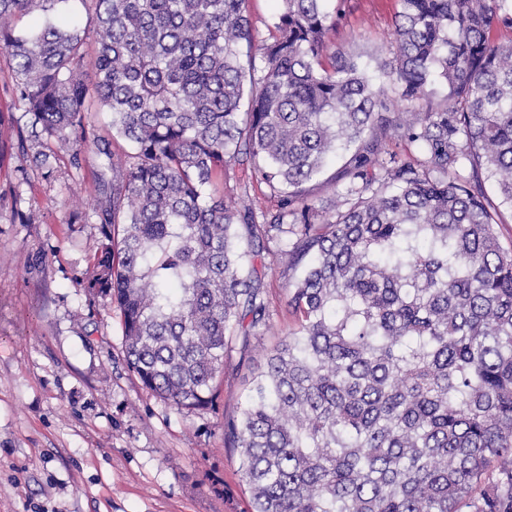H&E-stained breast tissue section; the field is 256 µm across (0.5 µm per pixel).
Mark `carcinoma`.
<instances>
[{
    "label": "carcinoma",
    "mask_w": 512,
    "mask_h": 512,
    "mask_svg": "<svg viewBox=\"0 0 512 512\" xmlns=\"http://www.w3.org/2000/svg\"><path fill=\"white\" fill-rule=\"evenodd\" d=\"M58 2L0 0L18 148L48 174L46 140L77 158L94 100L132 145L105 153L112 203L85 288L119 308L142 383L178 410L213 405L235 332L265 317L254 242L303 268L297 326L224 422L252 512H512V251L482 182L512 207V41L490 38L512 28V0H400L388 102L328 47L326 0H276L262 40L248 0H82L88 79L85 31L54 18ZM34 12L37 30L7 24ZM393 135L425 159L385 153ZM345 152V193L308 201L304 185ZM232 161L280 197L276 212L206 195Z\"/></svg>",
    "instance_id": "carcinoma-1"
}]
</instances>
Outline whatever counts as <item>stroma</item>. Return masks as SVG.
I'll use <instances>...</instances> for the list:
<instances>
[{"label": "stroma", "instance_id": "obj_1", "mask_svg": "<svg viewBox=\"0 0 512 512\" xmlns=\"http://www.w3.org/2000/svg\"><path fill=\"white\" fill-rule=\"evenodd\" d=\"M326 41L361 57L371 76L392 59L399 0H330ZM111 115L85 116L81 161L62 154L50 176L17 148L16 125L0 127V512H252L224 421L245 404L251 372L295 324L296 274L273 255L255 259L266 322L224 355L211 407L179 411L128 367L119 309L86 291L103 242L98 219L75 220L103 199L104 157L128 144ZM246 193L255 211L278 198L249 165L229 163L207 187Z\"/></svg>", "mask_w": 512, "mask_h": 512}]
</instances>
